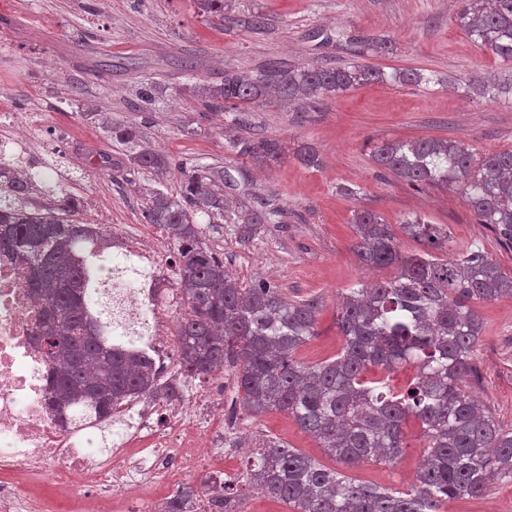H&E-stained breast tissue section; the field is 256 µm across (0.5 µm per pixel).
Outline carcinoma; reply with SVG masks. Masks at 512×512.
<instances>
[{
    "label": "carcinoma",
    "instance_id": "1",
    "mask_svg": "<svg viewBox=\"0 0 512 512\" xmlns=\"http://www.w3.org/2000/svg\"><path fill=\"white\" fill-rule=\"evenodd\" d=\"M195 3L202 15L224 20V0ZM232 21L248 31L265 26L264 17L250 11ZM456 22L475 44L512 63V0H461ZM336 43L349 47L353 58L334 66L279 58L251 75L228 70L208 90L202 108L242 117L275 96L297 104L299 112H319L363 84L431 82L420 69L387 72L362 62L369 54L393 52L390 42L338 31ZM466 89L491 101L512 95V74L503 81L474 76ZM136 103L141 112L154 110L158 97L151 83L141 85ZM108 133L124 146L130 165L156 172L168 167L163 157L139 148V131L113 125ZM234 147L254 162L283 155L273 138L240 139ZM370 159L414 187L459 191L478 223L512 245V150L478 156L460 140H378ZM296 160L307 168L321 165L310 144L297 150ZM180 174L179 192L155 191L145 211L147 223L162 227L176 249V288L187 304L177 332L180 370L192 377L233 365L246 414H288L328 456L347 466L394 463L407 447L405 426L412 419L425 441L414 481L400 491L357 482L281 439H257L246 467L252 488L290 512H445L450 500L481 496L500 479L512 482V428L496 422L467 386L483 328L477 305L512 296L511 274L480 247L444 257L448 229L421 215L404 218L396 230L377 213L362 210L353 222L355 256L365 267H392L394 273L341 294L336 327L342 351L333 360L306 365L296 352L316 336L315 307L288 299L269 282L243 287L200 239L195 216H224V196L238 180L198 166ZM76 207L63 185L40 187L32 173L0 160V251L22 257L27 285L44 308L39 340L53 362L52 397L59 406L72 401L82 416L106 422L125 401L149 393L176 397L180 389L159 383L146 354L106 343L110 308L102 303L91 310L87 296L93 248L104 243L107 231L76 223ZM284 219L277 209L247 206L237 223L248 233L257 224ZM398 230L420 248L401 251ZM402 364L415 368L405 391L367 377L372 368ZM196 494L197 488H184L164 512H188ZM234 497L229 484L213 488L210 512H225L224 501Z\"/></svg>",
    "mask_w": 512,
    "mask_h": 512
}]
</instances>
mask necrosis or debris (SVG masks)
<instances>
[{"mask_svg":"<svg viewBox=\"0 0 512 512\" xmlns=\"http://www.w3.org/2000/svg\"><path fill=\"white\" fill-rule=\"evenodd\" d=\"M94 258V286L112 297V341L156 353L172 341L170 310L180 296L166 265L114 233ZM27 269L0 256V512H162L195 475L244 482L220 444L224 410L199 399L174 406L145 395V409L118 408L110 448L77 410L54 415L45 400L51 364L37 340L41 306Z\"/></svg>","mask_w":512,"mask_h":512,"instance_id":"obj_1","label":"necrosis or debris"}]
</instances>
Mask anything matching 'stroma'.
Returning <instances> with one entry per match:
<instances>
[{
    "mask_svg": "<svg viewBox=\"0 0 512 512\" xmlns=\"http://www.w3.org/2000/svg\"><path fill=\"white\" fill-rule=\"evenodd\" d=\"M459 8L460 0H229L226 20L205 21L194 0H0V114L39 115L58 126L59 138L35 142L18 160L23 166L51 163L53 178L63 180L79 203L76 219L150 236L167 259L175 255L172 241L144 218L151 192H177L179 170L190 162L246 169L247 180L231 193L234 202L263 199L288 211L287 223L258 225L245 242L231 220L200 213L202 240L240 283L265 280L288 298L313 301L316 335L297 358L315 364L343 346L336 327L341 293L368 277L389 275L368 272L352 251L357 210L375 211L393 225L425 215L446 227L449 254L479 246L512 273V247L503 246L489 225L476 223L458 191L413 188L378 172L369 158L367 143L376 138L460 140L482 155L512 150V98L491 101L464 89L472 76L504 79L512 72L459 28ZM242 11L264 15L265 28L236 27L231 17ZM335 28L394 44V53L367 57V64L387 71L418 68L432 82L366 84L319 112L296 113L274 101L249 113L241 126L233 124L232 113L201 111V97L225 70L246 72L272 58L311 66L347 60L346 48L318 37ZM147 80L156 84L160 107L134 111L132 97ZM111 123L140 130L143 148L169 159L166 173L116 175L91 166V155L122 151L106 132ZM249 136L281 140L283 158L258 166L230 150L231 139ZM302 144L316 147L321 167L296 161ZM343 186L356 188L357 196L340 194ZM478 312L483 332L468 386L496 421L512 427V296L479 304ZM240 421L251 438L276 437L328 467L337 465L285 413L244 414ZM406 433L409 446L394 465L369 461L348 469V476L386 488L410 486L424 448L417 423H409ZM447 509L512 512V484L495 483L486 494L454 500Z\"/></svg>",
    "mask_w": 512,
    "mask_h": 512,
    "instance_id": "1",
    "label": "stroma"
}]
</instances>
